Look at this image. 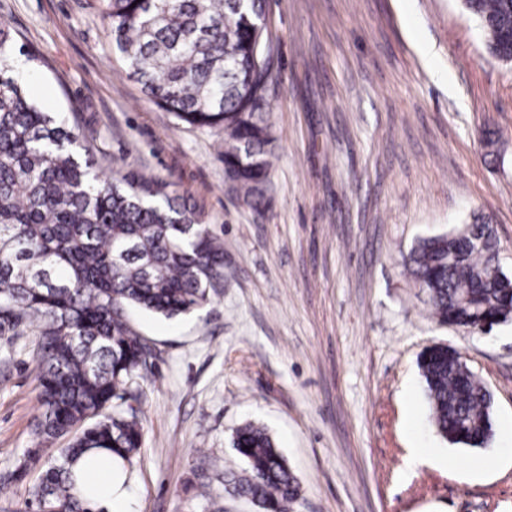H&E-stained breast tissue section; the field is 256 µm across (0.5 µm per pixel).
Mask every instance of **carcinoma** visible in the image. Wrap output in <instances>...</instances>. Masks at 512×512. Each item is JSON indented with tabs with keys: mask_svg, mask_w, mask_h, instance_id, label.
<instances>
[{
	"mask_svg": "<svg viewBox=\"0 0 512 512\" xmlns=\"http://www.w3.org/2000/svg\"><path fill=\"white\" fill-rule=\"evenodd\" d=\"M113 50L145 95L180 121L224 126V178L253 208L265 202L274 138L265 117L272 58L264 40L265 0H100ZM488 52L512 63V0H463ZM17 42L0 22V336L21 327L38 342L35 434L43 444L72 435L26 489L25 508L95 512L75 493L72 465L92 450L112 453L122 474L143 445L133 403L156 354L128 324L137 308L174 319L224 288V240L202 208L174 183L122 165L107 174L91 142L63 113L43 111L13 76ZM492 224L475 215L462 228L422 238L406 259L438 320L475 332L512 321V278L498 275ZM418 367L431 421L453 445L483 448L493 436L491 392L445 344ZM231 448L245 463L224 472V492L261 512H296L300 486L271 436L251 424ZM17 463L22 481L38 462Z\"/></svg>",
	"mask_w": 512,
	"mask_h": 512,
	"instance_id": "1",
	"label": "carcinoma"
}]
</instances>
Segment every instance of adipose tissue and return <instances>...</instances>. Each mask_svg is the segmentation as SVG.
I'll list each match as a JSON object with an SVG mask.
<instances>
[{"label": "adipose tissue", "mask_w": 512, "mask_h": 512, "mask_svg": "<svg viewBox=\"0 0 512 512\" xmlns=\"http://www.w3.org/2000/svg\"><path fill=\"white\" fill-rule=\"evenodd\" d=\"M112 455L100 450L82 456L73 465L79 494L88 495L90 503L101 512H124L123 494L112 477Z\"/></svg>", "instance_id": "ef3b65f1"}]
</instances>
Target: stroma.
Returning a JSON list of instances; mask_svg holds the SVG:
<instances>
[{
    "label": "stroma",
    "mask_w": 512,
    "mask_h": 512,
    "mask_svg": "<svg viewBox=\"0 0 512 512\" xmlns=\"http://www.w3.org/2000/svg\"><path fill=\"white\" fill-rule=\"evenodd\" d=\"M1 18L45 111H76L101 166L174 181L224 239V292L208 306L128 313L157 358L126 512H257L221 479L197 485L208 458L241 469L231 437L247 423L297 476L298 512H512V322L486 334L439 323L404 266L419 238L476 213L512 277V63L487 53L461 0H267L279 78L262 214L224 181L223 129L144 95L98 0H0ZM438 342L494 395L486 447L431 425L417 361ZM37 367L31 332L0 336L1 479L38 444ZM415 448L427 454L411 469ZM481 459L490 468L474 470Z\"/></svg>",
    "instance_id": "35a3bbf8"
}]
</instances>
